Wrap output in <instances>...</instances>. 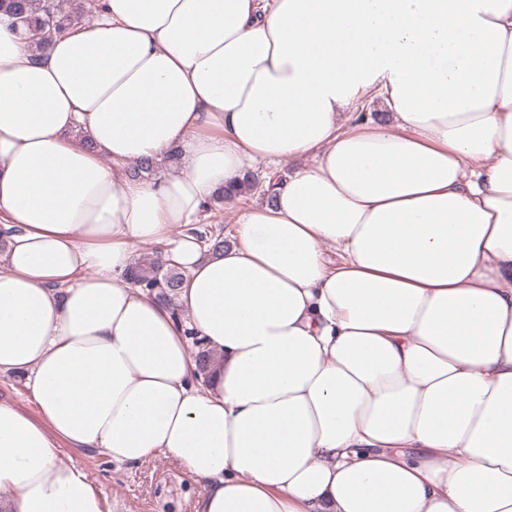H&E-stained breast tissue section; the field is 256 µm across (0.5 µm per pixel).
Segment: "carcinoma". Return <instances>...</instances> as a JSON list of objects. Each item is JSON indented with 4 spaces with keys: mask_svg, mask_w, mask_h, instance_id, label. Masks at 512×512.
Returning a JSON list of instances; mask_svg holds the SVG:
<instances>
[{
    "mask_svg": "<svg viewBox=\"0 0 512 512\" xmlns=\"http://www.w3.org/2000/svg\"><path fill=\"white\" fill-rule=\"evenodd\" d=\"M0 8L13 16L16 27L28 31L36 47L42 48L64 34L73 23L91 14L96 8V0H0ZM258 184V175L249 173L234 194L225 193L223 198L245 201ZM194 235L202 246L212 252L223 249L227 244L223 235L213 233L207 225L196 230ZM130 276L135 285L170 303L183 280L181 272L163 250L134 262Z\"/></svg>",
    "mask_w": 512,
    "mask_h": 512,
    "instance_id": "obj_1",
    "label": "carcinoma"
}]
</instances>
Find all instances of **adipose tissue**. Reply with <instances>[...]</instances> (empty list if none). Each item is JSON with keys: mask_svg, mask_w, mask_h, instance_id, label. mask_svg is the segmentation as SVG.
Here are the masks:
<instances>
[{"mask_svg": "<svg viewBox=\"0 0 512 512\" xmlns=\"http://www.w3.org/2000/svg\"><path fill=\"white\" fill-rule=\"evenodd\" d=\"M98 3L42 49L0 13V512H105L65 444L196 512H512V0ZM247 168L249 171L257 173L259 176L265 177L273 173H277V175L283 176V169L286 167L280 168L274 165L266 164L264 162H254ZM254 173L249 172V174H246L244 176V178L239 184V188L233 195L225 192L221 196L218 195V197L222 199L225 198L231 200L234 198L246 202L244 203L243 201H227L221 205V207L223 208H221V213L223 215L224 220V235L228 236V238L232 237V234L234 233L235 222L239 214L242 212L243 208L251 204L256 198L255 194L250 199H248V195L251 194V192L254 190V188L257 187V185L260 182L258 175ZM277 180L278 178H275L274 176L265 177V182H268V185H270L271 182ZM164 247L162 243H143L133 248L132 261L147 256L155 248ZM131 280L149 294L172 303L183 277L178 268L171 263L164 250L156 251L153 256L139 258L131 268ZM0 401L13 403L27 414L36 416L34 403L28 399L23 382L16 377H0Z\"/></svg>", "mask_w": 512, "mask_h": 512, "instance_id": "obj_1", "label": "adipose tissue"}]
</instances>
